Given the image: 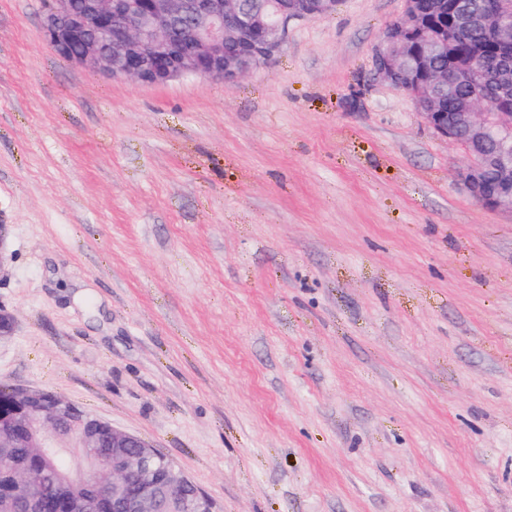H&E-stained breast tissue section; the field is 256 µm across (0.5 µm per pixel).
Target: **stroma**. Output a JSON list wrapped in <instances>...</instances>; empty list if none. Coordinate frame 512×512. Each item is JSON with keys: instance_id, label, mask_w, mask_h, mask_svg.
Returning a JSON list of instances; mask_svg holds the SVG:
<instances>
[{"instance_id": "obj_1", "label": "stroma", "mask_w": 512, "mask_h": 512, "mask_svg": "<svg viewBox=\"0 0 512 512\" xmlns=\"http://www.w3.org/2000/svg\"><path fill=\"white\" fill-rule=\"evenodd\" d=\"M44 5L0 0V384L219 512H512V210L374 77L403 0L160 86L56 56Z\"/></svg>"}]
</instances>
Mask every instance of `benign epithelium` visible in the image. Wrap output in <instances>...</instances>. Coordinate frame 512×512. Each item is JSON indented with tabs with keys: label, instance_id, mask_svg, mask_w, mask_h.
<instances>
[{
	"label": "benign epithelium",
	"instance_id": "obj_1",
	"mask_svg": "<svg viewBox=\"0 0 512 512\" xmlns=\"http://www.w3.org/2000/svg\"><path fill=\"white\" fill-rule=\"evenodd\" d=\"M336 0H46L43 36L60 58L113 79L165 85L180 78L233 82L279 51L290 23L333 13ZM502 0H448L450 23L494 22L499 64L482 60L457 69L438 66L448 34L431 28L419 0H404L378 45L377 78L402 90L421 119L470 158L459 173L464 190L489 209H512V18ZM488 78L493 95L460 94L462 85ZM456 111L445 112V101ZM17 407L0 413V446L24 427L38 448L85 449L100 512H217L215 504L172 461L140 437L87 414L44 389L13 388ZM0 497L19 512H40L27 481L3 480Z\"/></svg>",
	"mask_w": 512,
	"mask_h": 512
}]
</instances>
